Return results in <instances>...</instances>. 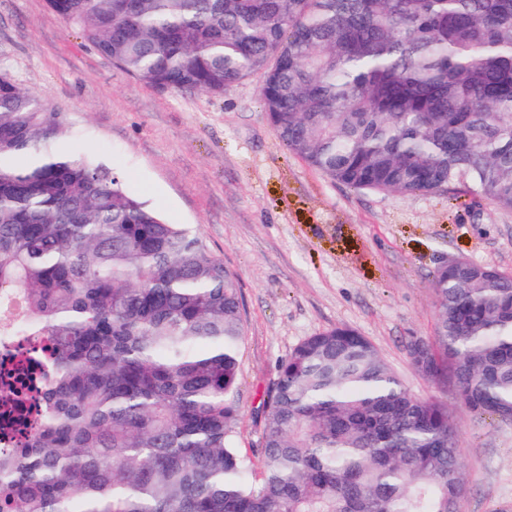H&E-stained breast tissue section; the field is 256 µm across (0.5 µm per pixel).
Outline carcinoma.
Wrapping results in <instances>:
<instances>
[{"instance_id":"1","label":"carcinoma","mask_w":512,"mask_h":512,"mask_svg":"<svg viewBox=\"0 0 512 512\" xmlns=\"http://www.w3.org/2000/svg\"><path fill=\"white\" fill-rule=\"evenodd\" d=\"M132 78L263 76L284 147L355 190L476 193L512 211V0H47ZM68 115L0 70V336L50 367L0 451V512H459L461 437L374 344L336 326L277 369L263 472L235 446L238 279L199 234L64 145ZM412 365L512 420V275L437 270Z\"/></svg>"}]
</instances>
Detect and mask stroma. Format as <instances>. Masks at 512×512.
I'll return each mask as SVG.
<instances>
[{
  "mask_svg": "<svg viewBox=\"0 0 512 512\" xmlns=\"http://www.w3.org/2000/svg\"><path fill=\"white\" fill-rule=\"evenodd\" d=\"M0 68L67 112L76 149L127 190L188 224L239 280L245 336L235 444L261 468L264 402L304 339L345 325L366 336L408 390L434 397L462 435L461 512L512 505V422L476 419L454 384L412 366L410 338L435 334L434 272L466 258L512 273V212L477 196L354 190L286 150L258 103L261 75L214 97L129 77L46 0H0Z\"/></svg>",
  "mask_w": 512,
  "mask_h": 512,
  "instance_id": "stroma-1",
  "label": "stroma"
}]
</instances>
